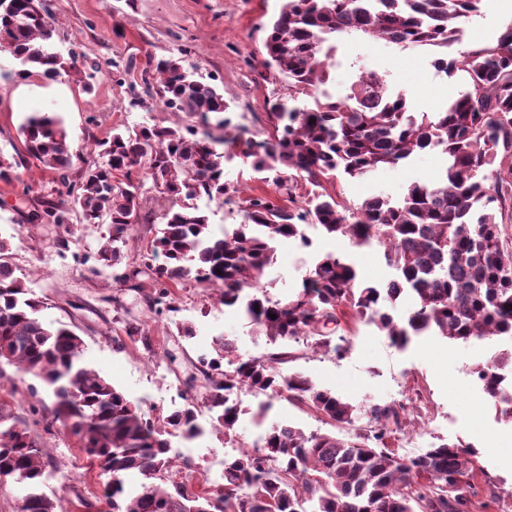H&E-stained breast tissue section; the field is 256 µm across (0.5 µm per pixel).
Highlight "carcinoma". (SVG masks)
Instances as JSON below:
<instances>
[{
    "mask_svg": "<svg viewBox=\"0 0 512 512\" xmlns=\"http://www.w3.org/2000/svg\"><path fill=\"white\" fill-rule=\"evenodd\" d=\"M480 0H283L264 41V66L288 80V98L270 103L272 132L262 140L245 137L224 116V95L186 71L178 59H160L155 72L164 106L190 121L176 127L143 125L112 130L97 142L99 161L70 179L73 152L62 122L35 112L20 127L25 152L54 171L68 188L85 224L108 225L105 244L91 273L112 271V281L141 288L150 311L176 312L169 284L194 282L218 295L226 307H243L249 322L275 344L306 340L325 353L343 355L337 311L347 308L406 346L414 336L432 332L450 342L512 338V252L504 249L497 208L512 201V26L487 45L465 50L462 20L478 11ZM55 18L44 0H0V50L23 66L22 78L78 75L91 86L99 69H85L77 58L54 50ZM356 35L384 38L404 48L435 50V64L463 77L466 90L437 112H410L403 95L387 93V77L362 72L343 96L324 93L311 107L290 101L327 84L330 39ZM224 144L219 151L216 145ZM446 156L442 175L432 183H413L396 202L371 196L346 207L327 191L314 192L304 204L282 207L267 197L242 200L244 220L217 234L196 203L202 196L231 197L238 188L224 181V163L240 151L251 169L293 198L298 183L314 187L339 175L364 176L392 167L426 149ZM27 160L10 161L0 153V180L18 178ZM146 172L163 188L165 208L152 252L140 262L125 260L123 247L133 224L129 217L152 209L133 176ZM63 201L43 202L32 214L37 224L68 223ZM328 237H347L358 246L377 244L399 278L383 286L357 285V270L333 252L321 255L303 278L302 288L279 301L263 295V280L274 259L273 244L294 239L312 244L307 229ZM11 242L0 237V381L5 367L20 379L36 381L32 394L51 392L31 412L59 424L78 439L89 465L109 477L102 497L110 512H470L474 507L477 452L460 442L434 445L400 458L386 446L400 427L403 406L374 405L369 427L341 437L288 425H273L261 441L224 461L217 489L196 477V485L173 476L167 436L186 439L203 433L199 407L210 412L211 430L234 440L240 401L235 395L258 392L271 400L303 404L342 428L360 413L349 402L321 390L300 374L282 376L276 365L288 352L243 360L235 341L216 343V356H199L204 395L185 397L182 409L163 421L142 408L83 360V340L41 316L35 297L9 262ZM255 290L243 299L245 289ZM413 306L403 319L386 311L402 294ZM276 318H271V315ZM126 333L150 347L143 323L127 319ZM512 348L478 364V377L495 414L512 421ZM47 455L11 403L0 399V483L17 490L15 512H62L60 500L43 487L49 477Z\"/></svg>",
    "mask_w": 512,
    "mask_h": 512,
    "instance_id": "carcinoma-1",
    "label": "carcinoma"
}]
</instances>
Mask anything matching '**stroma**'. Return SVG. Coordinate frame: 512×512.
<instances>
[{"label":"stroma","instance_id":"stroma-1","mask_svg":"<svg viewBox=\"0 0 512 512\" xmlns=\"http://www.w3.org/2000/svg\"><path fill=\"white\" fill-rule=\"evenodd\" d=\"M57 19L54 46L62 54H82L100 71L92 90L64 77L50 81L39 76L20 78L21 65L9 52L0 51V152L12 156L22 147L19 128L34 111L56 113L76 152L74 170L97 161L95 145L113 128L142 125L172 126L180 113L166 109L157 93L152 60L174 57L194 71L197 78L223 92L232 121L250 136L263 139L270 126V101L288 95L286 80L266 76L262 65L266 27L278 13L282 0H45ZM512 25V9L503 0H481L479 10L463 23L464 46L494 42ZM378 70L388 76L389 89L405 94L413 111L433 112L464 89L460 76H449L431 64L428 51L404 49L378 40L367 42L348 36L339 43L338 60L330 69L328 90L345 94L357 74ZM444 159L436 150L418 152L394 167L360 178L328 184L345 205L382 195L400 198L415 182L434 181ZM66 189L55 172L39 170L16 181H0V235L12 243L11 263L17 276L35 297L44 301L46 321L69 325L84 342V360L145 412L169 415L183 407L184 382L195 373L201 353L213 352L216 340L235 339L243 359H256L274 350L251 325L243 311L224 307L206 298L195 284L172 286L178 306L173 316L150 313L143 290L119 289L108 275H92L76 255L94 256L105 241L107 227L83 223L77 210L68 217L73 234L68 252H60L61 234L53 224H33L28 216L45 200L66 199ZM311 247L299 242H276L274 261L264 279L271 300L285 298L300 288L319 254L333 251L349 256L362 283H382L394 278L378 246L356 247L345 237H326L309 229ZM123 312L140 318L153 339L152 349L127 336ZM195 330L194 337L178 335L176 322ZM338 333L347 340L343 356L313 351L306 342L291 341L290 357L280 364L282 373L298 372L318 387L357 406L361 411L375 404H393L402 397L415 399L412 423L391 436L388 446L407 458L446 441H463L478 450L481 467L475 476L478 499L487 501L491 490L501 498L489 510L512 512V422L494 417L473 369L495 352L512 346L506 339L451 343L437 336L394 346L374 324L344 315ZM267 424L286 423L304 432H331L308 407L287 400L275 401ZM51 458L44 487L60 499L65 512H86L83 500H97L99 512L106 505L99 496L104 481L92 470L76 437L61 426L31 424ZM183 462V478L222 458L224 442L213 433L187 440H170Z\"/></svg>","mask_w":512,"mask_h":512}]
</instances>
